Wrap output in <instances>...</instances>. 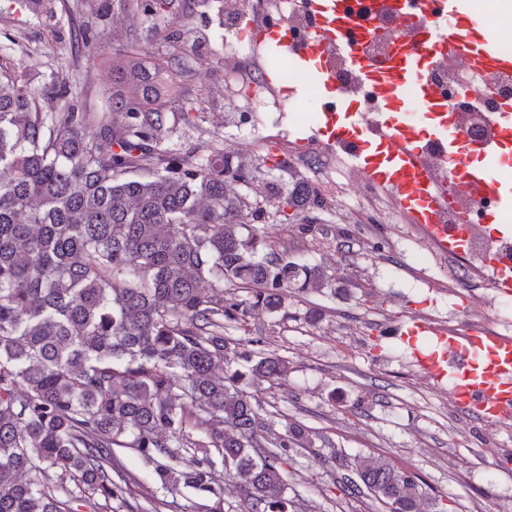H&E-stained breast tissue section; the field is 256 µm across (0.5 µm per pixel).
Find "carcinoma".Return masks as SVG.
<instances>
[{
	"mask_svg": "<svg viewBox=\"0 0 512 512\" xmlns=\"http://www.w3.org/2000/svg\"><path fill=\"white\" fill-rule=\"evenodd\" d=\"M155 76L168 103L196 110L176 59L161 57ZM162 109L148 79L101 112L83 111L66 82L38 98L0 56V512L125 502V449L165 488L215 495L219 462L243 484L246 512H288L287 448L312 438L300 425L273 433L244 386L282 385L288 361L225 337L224 322L278 313L332 281L320 265L259 253L267 211L252 182L265 169L290 176L263 182L282 222H310L325 201L286 158L176 155ZM226 283L250 297L224 298ZM349 467L347 496L444 512L385 459Z\"/></svg>",
	"mask_w": 512,
	"mask_h": 512,
	"instance_id": "obj_1",
	"label": "carcinoma"
}]
</instances>
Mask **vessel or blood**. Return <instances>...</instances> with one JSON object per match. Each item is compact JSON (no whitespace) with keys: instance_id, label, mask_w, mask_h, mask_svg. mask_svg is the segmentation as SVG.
<instances>
[{"instance_id":"b4317fda","label":"vessel or blood","mask_w":512,"mask_h":512,"mask_svg":"<svg viewBox=\"0 0 512 512\" xmlns=\"http://www.w3.org/2000/svg\"><path fill=\"white\" fill-rule=\"evenodd\" d=\"M355 0H306L315 26L298 41L295 63L316 78L340 109H322L316 136L307 146L346 154L369 184L386 188L402 214L445 255L463 256L471 248L470 213L458 195L484 202L482 222L495 223L485 236V277L500 294L512 295V230L503 228L512 216V185L501 175L502 161L512 149V96L486 113L480 137H469L457 113L448 109L432 77L435 60H454L466 70L512 80V51L484 32L464 0H373L369 20L355 13ZM382 22L405 29L386 63L362 53L358 45L367 31ZM359 71L373 111L339 79L340 67ZM437 156L445 174L429 165ZM484 162L482 169L473 159ZM461 194H454V187ZM456 221L439 223L442 212ZM399 336L436 339V350L415 356L416 364L437 382H449L457 412L482 421L512 418V337L487 328L447 326L414 316L399 325Z\"/></svg>"}]
</instances>
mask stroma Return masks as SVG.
I'll return each instance as SVG.
<instances>
[{
    "mask_svg": "<svg viewBox=\"0 0 512 512\" xmlns=\"http://www.w3.org/2000/svg\"><path fill=\"white\" fill-rule=\"evenodd\" d=\"M214 0H193L180 11V21L197 26L209 39L205 56L182 55V66L197 71L207 65L209 96L195 124L182 121L179 105H168L167 122L176 127L171 146L184 155H209L213 139L239 145L254 159L272 138L326 198L313 232L302 234L286 224H261L259 236L279 251L324 263L342 279L333 290H310L288 298L285 314L254 311L246 325L228 323L226 337L247 341L262 337L269 350L289 366L284 386H252L275 432L285 423L309 428L313 447L288 450V497L293 512H387L369 496L342 497L336 484L347 477V462L355 456L388 459L413 473L448 512H512V465L501 464L500 449L512 448V421L491 424L458 413L447 384L435 382L415 364L406 344L395 334L398 324L427 312L447 317L449 303L467 315L469 302L484 299L482 272L466 258L444 257L427 244L413 225L401 223L389 210H370L366 199L349 197L348 160L337 155L323 168L328 154L300 149L291 121L278 129L243 136L224 124V27L218 24ZM101 33L103 44L91 58L81 59L72 42L80 28ZM135 32L140 49L125 46ZM167 32L153 20L113 6L112 0H48L37 14L17 0H0V53L20 59L35 73L31 87L41 91L53 77L77 82L86 110L99 109L107 95L124 82L113 59L153 68L158 56L172 52ZM367 212L366 223L354 224L346 210ZM121 460L135 476L120 512H153L154 499L162 512H243L245 492L225 479L220 493L202 496L190 488L170 492L154 480L153 465L133 451Z\"/></svg>",
    "mask_w": 512,
    "mask_h": 512,
    "instance_id": "35a3bbf8",
    "label": "stroma"
}]
</instances>
